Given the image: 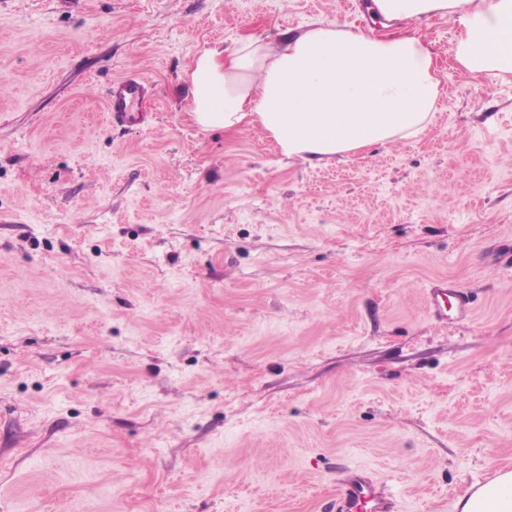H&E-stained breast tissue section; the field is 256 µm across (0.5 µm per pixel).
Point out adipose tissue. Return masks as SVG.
Here are the masks:
<instances>
[{
    "instance_id": "obj_1",
    "label": "adipose tissue",
    "mask_w": 512,
    "mask_h": 512,
    "mask_svg": "<svg viewBox=\"0 0 512 512\" xmlns=\"http://www.w3.org/2000/svg\"><path fill=\"white\" fill-rule=\"evenodd\" d=\"M383 31L315 22L277 42L251 37L198 55L188 73L191 115L234 134L259 125L286 158L323 161L417 138L435 118L441 68L417 33L394 23L441 16L458 23L454 69L512 76V0H368ZM459 512H512V470L460 498Z\"/></svg>"
}]
</instances>
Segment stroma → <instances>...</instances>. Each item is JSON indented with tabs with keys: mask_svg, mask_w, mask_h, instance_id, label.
Segmentation results:
<instances>
[{
	"mask_svg": "<svg viewBox=\"0 0 512 512\" xmlns=\"http://www.w3.org/2000/svg\"><path fill=\"white\" fill-rule=\"evenodd\" d=\"M362 3L0 0V512H331L356 466L457 512L512 468V77L433 17L415 140L310 163L189 113L203 51ZM129 75L140 124L104 110ZM453 300L459 318L466 319L472 313L469 292L459 285L448 281H440L427 289L426 303L435 317L445 316V306Z\"/></svg>",
	"mask_w": 512,
	"mask_h": 512,
	"instance_id": "obj_1",
	"label": "stroma"
}]
</instances>
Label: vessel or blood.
Wrapping results in <instances>:
<instances>
[{
	"mask_svg": "<svg viewBox=\"0 0 512 512\" xmlns=\"http://www.w3.org/2000/svg\"><path fill=\"white\" fill-rule=\"evenodd\" d=\"M149 94L148 83L139 76L114 80L105 96V109L125 122H136L142 117L143 104ZM426 303L435 317L445 315L446 304H454L459 318L472 312L467 290L459 285L441 281L428 288ZM336 512H399V501L390 487L378 480L366 468H345L338 482Z\"/></svg>",
	"mask_w": 512,
	"mask_h": 512,
	"instance_id": "b4317fda",
	"label": "vessel or blood"
}]
</instances>
